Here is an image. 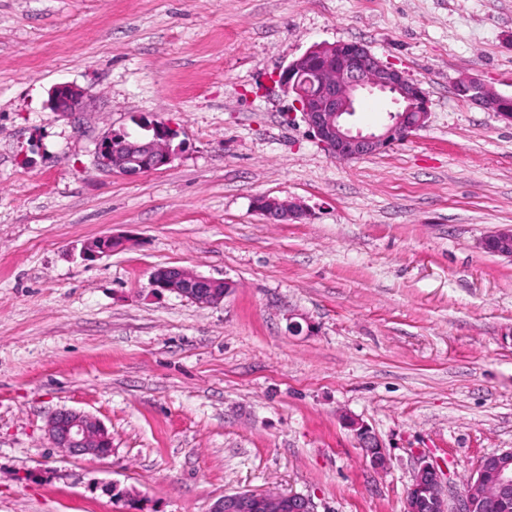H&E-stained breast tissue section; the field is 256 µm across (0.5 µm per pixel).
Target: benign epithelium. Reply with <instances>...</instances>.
<instances>
[{
	"label": "benign epithelium",
	"instance_id": "obj_1",
	"mask_svg": "<svg viewBox=\"0 0 512 512\" xmlns=\"http://www.w3.org/2000/svg\"><path fill=\"white\" fill-rule=\"evenodd\" d=\"M274 82L292 97L293 108L301 113L303 122L323 150L338 160L385 152L425 128L430 115L429 97L421 84L385 64L361 42L314 44L282 68ZM455 90L477 107L512 122V96L498 92L475 77L459 79ZM375 92L388 95L393 108L382 128L364 131L355 126L352 117L359 97ZM48 106L61 116L79 112L84 107V92L69 83L58 84L49 94ZM144 129L149 134L138 138L112 132L103 136L97 144L99 165L134 175L172 164L179 154V147L174 145L177 130L163 122L151 123ZM265 201L267 205L261 213L271 224H288L305 218L303 208L295 202L269 197ZM125 245L122 238L100 236L85 244L83 254L91 258L110 255ZM483 245L497 246L493 254L511 260L512 226L496 230L485 238ZM151 285L159 291L188 298L201 307L222 302L224 295L233 288L229 281L176 267L156 269ZM349 424L374 467L385 468L386 453L371 431L354 419ZM47 435L52 447L71 457L105 456L112 448L108 429L83 411L61 409L55 412L47 422ZM409 490L414 495L406 498L405 512H418L420 490L426 491L434 512H487L512 496V448L483 456L451 509L442 473L433 464L425 463L417 469ZM254 499L263 500L269 512H282L285 506L290 512H317V505L309 495L250 491L224 496L211 512H246Z\"/></svg>",
	"mask_w": 512,
	"mask_h": 512
}]
</instances>
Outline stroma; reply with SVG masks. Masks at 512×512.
Wrapping results in <instances>:
<instances>
[{"mask_svg": "<svg viewBox=\"0 0 512 512\" xmlns=\"http://www.w3.org/2000/svg\"><path fill=\"white\" fill-rule=\"evenodd\" d=\"M338 40L418 81L427 127L330 158L273 79ZM467 75L512 95V0H0V512H210L268 488L403 512L422 463L453 501L512 448V262L482 246L512 226V123L457 95ZM61 83L84 112H51ZM139 118L181 156L99 166ZM261 195L306 219L267 223ZM104 235L127 245L84 256ZM159 267L232 288L203 308L152 288ZM62 408L111 453L51 447ZM350 427L355 431L359 445L376 469H383L387 465V456L384 449L378 443L371 431L354 419L349 421Z\"/></svg>", "mask_w": 512, "mask_h": 512, "instance_id": "stroma-1", "label": "stroma"}]
</instances>
